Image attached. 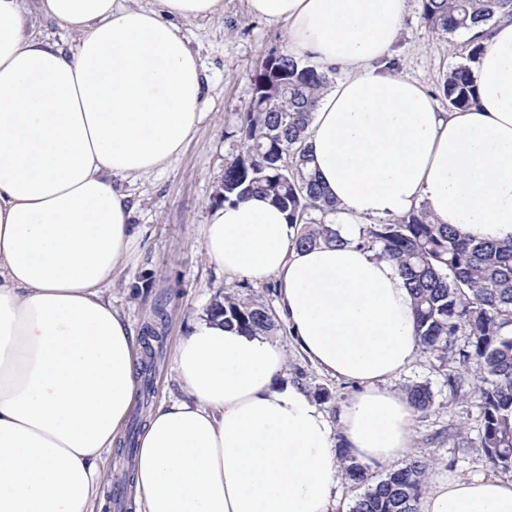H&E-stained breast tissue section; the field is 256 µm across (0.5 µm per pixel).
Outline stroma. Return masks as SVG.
<instances>
[{
    "instance_id": "1",
    "label": "stroma",
    "mask_w": 512,
    "mask_h": 512,
    "mask_svg": "<svg viewBox=\"0 0 512 512\" xmlns=\"http://www.w3.org/2000/svg\"><path fill=\"white\" fill-rule=\"evenodd\" d=\"M180 30L197 52L204 76L203 117L170 164L150 175L121 181L134 203L131 221L139 240L123 269L113 279L109 295L136 336L155 330L151 341L154 394L136 397L130 419L146 421L163 402L181 397L173 370L176 348L190 327L225 293L238 292L240 279L224 275L203 249L205 226L218 200L224 165L241 151L238 129L252 98L251 75L272 52L285 49L284 25L249 13L247 0H224V12L212 18L180 21ZM469 47L462 35L436 33L421 18L420 0H408V16L393 47L395 73L436 91L444 74L464 62ZM275 339L284 354L286 380L304 388L328 420L356 392L355 384L314 366L295 345L287 328ZM455 360L419 354L406 370L390 379L395 392L423 383L434 405L416 413L408 458L431 461L428 484L454 478H503L485 457L483 419L475 388L456 381ZM459 429L463 442L450 440ZM103 481L95 512H134L125 460L117 449L102 455Z\"/></svg>"
}]
</instances>
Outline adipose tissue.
<instances>
[{"mask_svg":"<svg viewBox=\"0 0 512 512\" xmlns=\"http://www.w3.org/2000/svg\"><path fill=\"white\" fill-rule=\"evenodd\" d=\"M288 29V49L345 76L322 94L307 143L346 245L297 251L262 196L212 212L203 246L231 277L275 279L277 312L306 357L358 390L336 423L283 353L223 318L197 322L174 365L183 391L139 442L137 512H332L334 433L367 466L403 456L413 410L386 386L419 354L396 266L354 244L358 225L425 206L435 222L512 240V15L471 66L476 105L439 108L418 81L381 70L406 0H247ZM75 32H33L24 0H0V512H93L99 460L134 396L140 342L106 292L137 234L116 179L168 164L200 122L197 54L177 19L224 0H40ZM420 512H512V482L438 481Z\"/></svg>","mask_w":512,"mask_h":512,"instance_id":"1","label":"adipose tissue"}]
</instances>
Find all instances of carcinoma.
Returning a JSON list of instances; mask_svg holds the SVG:
<instances>
[{
  "label": "carcinoma",
  "instance_id": "1",
  "mask_svg": "<svg viewBox=\"0 0 512 512\" xmlns=\"http://www.w3.org/2000/svg\"><path fill=\"white\" fill-rule=\"evenodd\" d=\"M421 8L429 28L454 36L492 24L500 12L512 11V0H421ZM251 82L252 99L239 127L244 151L224 165L219 195L231 203L253 195L270 199L298 226L294 245L300 249L354 241L394 262L410 291L421 351L446 355L464 337L458 375L475 383L482 448L493 467L512 472V335L505 333L512 326V240L464 236L436 223L422 205L393 220L361 224L355 240L345 238L329 221L336 202L311 169L306 143L328 74L285 50L268 56ZM438 91L452 110L477 101L465 63L448 70ZM209 314L249 335L271 336L277 329L268 306L252 298L226 295ZM405 395L416 411L433 406L425 385H410ZM429 466L412 459L371 484L366 469L348 461L346 477L367 485L351 512H419Z\"/></svg>",
  "mask_w": 512,
  "mask_h": 512
}]
</instances>
